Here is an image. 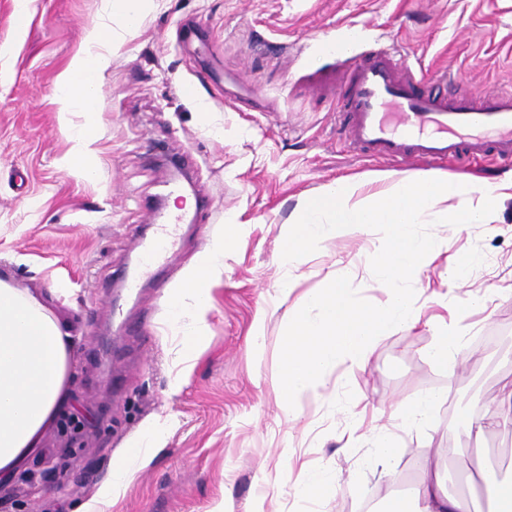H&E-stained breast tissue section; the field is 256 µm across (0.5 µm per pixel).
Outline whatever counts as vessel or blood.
Instances as JSON below:
<instances>
[{
	"mask_svg": "<svg viewBox=\"0 0 512 512\" xmlns=\"http://www.w3.org/2000/svg\"><path fill=\"white\" fill-rule=\"evenodd\" d=\"M454 82L445 94L440 84ZM336 118L349 147L360 155L445 166L459 159L512 166V89L475 93L463 79L431 81L404 67L396 50L381 49L350 62L339 79ZM174 224L157 225L149 243H136L139 271L120 273L123 286L141 292L144 277L175 255Z\"/></svg>",
	"mask_w": 512,
	"mask_h": 512,
	"instance_id": "b4317fda",
	"label": "vessel or blood"
}]
</instances>
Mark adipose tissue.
<instances>
[{"mask_svg": "<svg viewBox=\"0 0 512 512\" xmlns=\"http://www.w3.org/2000/svg\"><path fill=\"white\" fill-rule=\"evenodd\" d=\"M148 0H112L122 30L99 25L87 36L84 48L62 73L56 91L61 114L80 110L94 114L99 106V72L106 52L122 32L136 28ZM73 143L66 170L91 180L96 169L89 162L90 146L98 138L93 123L66 131ZM379 189L367 182L341 179L301 205L296 224L290 225L279 254L284 273L279 284L288 293L297 282L293 262L318 251L327 240L346 230L379 229L381 238L372 255V269L386 299L363 308L351 299L352 267L329 279L310 296L306 306L289 313L281 339L279 393L285 412H292L306 394L324 387V375L334 363L365 367L381 337L413 328L422 312L415 289L408 283L415 273L443 249L442 242L422 237L419 224L437 216L445 224H484L504 200L512 199V177L482 182L465 174L403 175L386 172ZM239 237L237 225L222 226L207 253L184 272L169 291L173 317L190 312L181 334V373H188L204 348L213 306L214 285L224 274V253ZM73 342L59 320L34 295L17 291L0 280V478H11L46 429L59 417L66 402L73 371ZM133 475L130 464L114 466L81 512H104L122 496ZM329 467L302 471L293 484L296 495L323 504L336 493ZM377 512H471L469 501L449 494L438 470L422 460L413 498L385 496Z\"/></svg>", "mask_w": 512, "mask_h": 512, "instance_id": "obj_1", "label": "adipose tissue"}]
</instances>
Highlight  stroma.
<instances>
[{"label": "stroma", "instance_id": "stroma-1", "mask_svg": "<svg viewBox=\"0 0 512 512\" xmlns=\"http://www.w3.org/2000/svg\"><path fill=\"white\" fill-rule=\"evenodd\" d=\"M22 3L30 16L23 28L15 21ZM101 22L121 24L105 0H0V279L36 296L73 336L68 411L84 423L67 438L48 428L25 463L30 474L64 462L63 489L30 497L19 479L0 483V512H76L158 415L175 427L108 512H213L220 504L250 512L262 489L272 512H308L284 484L287 447L297 463L336 473L324 512H363L368 501L413 488L427 454L439 460L449 493L491 512L493 474L512 460V431L477 443L465 418L499 404L512 386V200L485 224L419 226L445 245L410 282L423 323L381 337L365 369L329 370L326 389L298 403L293 424L278 397L289 311L344 263L357 271L350 282L357 305L375 306L385 295L368 262L374 230L297 257L301 279L287 296L277 293L278 255L300 198L340 178L396 169L340 140L331 120L336 92L308 86L312 74L335 72L332 44L350 41V55L360 59L394 45L422 74L445 69L477 91L512 88V0H153L98 79L99 111L60 117L57 78ZM185 24L198 39L179 37ZM89 118L99 130L91 181L65 171L73 143L61 129L62 121ZM159 146L187 160L195 193L213 206L185 221L177 260L135 297L112 274L137 269L142 203L169 180L152 157ZM233 222L239 241L225 253L213 291L207 348L175 384L180 338L168 290L219 225ZM464 253L479 263L467 283L449 287ZM436 291L447 293V307L433 300ZM478 291L485 306L471 302ZM442 315L477 362L443 368L432 361L433 321ZM134 324L147 326L150 353L127 336ZM415 393L438 394L440 402L426 425L397 431L390 473L381 475L372 466L378 437L392 428L396 402Z\"/></svg>", "mask_w": 512, "mask_h": 512}]
</instances>
